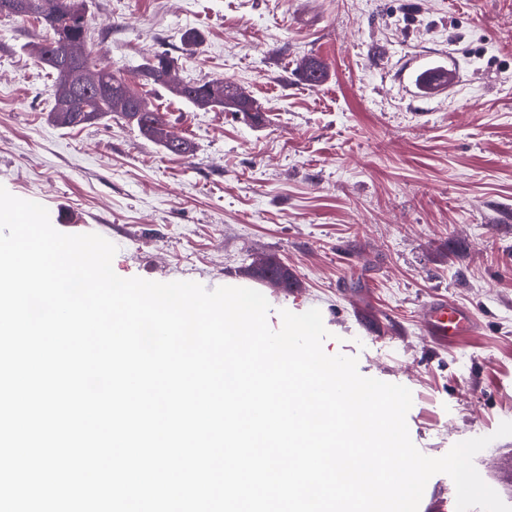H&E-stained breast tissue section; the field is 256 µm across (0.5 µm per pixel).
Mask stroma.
I'll return each mask as SVG.
<instances>
[{
  "label": "stroma",
  "mask_w": 512,
  "mask_h": 512,
  "mask_svg": "<svg viewBox=\"0 0 512 512\" xmlns=\"http://www.w3.org/2000/svg\"><path fill=\"white\" fill-rule=\"evenodd\" d=\"M87 49L104 52L194 151L175 158L120 115L61 128L37 22L0 17V185L36 200L66 234L117 247L115 273L206 289L239 285L280 310L319 309L325 353L408 387L414 445L440 457L491 436L474 458L512 505L500 456L512 436V0H87ZM200 41L185 45V30ZM185 83L221 77L261 124L144 86L156 53ZM324 62L323 86L299 70ZM454 83L420 94L427 67ZM295 284L257 279L261 258ZM478 330L432 348L418 320L435 295Z\"/></svg>",
  "instance_id": "35a3bbf8"
}]
</instances>
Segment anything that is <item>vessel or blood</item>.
I'll return each instance as SVG.
<instances>
[{
    "label": "vessel or blood",
    "mask_w": 512,
    "mask_h": 512,
    "mask_svg": "<svg viewBox=\"0 0 512 512\" xmlns=\"http://www.w3.org/2000/svg\"><path fill=\"white\" fill-rule=\"evenodd\" d=\"M419 324L425 335L440 349L473 335L477 330V322L468 309L442 296L433 298L425 305Z\"/></svg>",
    "instance_id": "1"
}]
</instances>
